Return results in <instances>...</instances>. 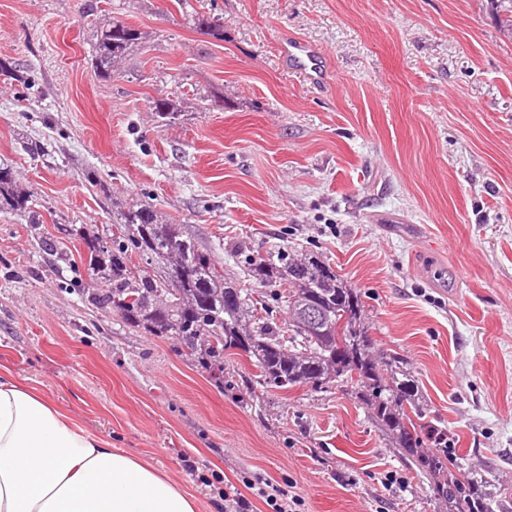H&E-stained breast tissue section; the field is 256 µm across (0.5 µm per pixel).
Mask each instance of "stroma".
<instances>
[{
	"label": "stroma",
	"mask_w": 512,
	"mask_h": 512,
	"mask_svg": "<svg viewBox=\"0 0 512 512\" xmlns=\"http://www.w3.org/2000/svg\"><path fill=\"white\" fill-rule=\"evenodd\" d=\"M112 16L144 39L108 79L91 54ZM290 35L320 49L323 81L282 60ZM0 57L20 74L0 75V163L34 200L0 211L1 370L197 512L258 477L301 512H449L356 385L270 391L242 357L205 370L90 304L67 226L104 237L150 205L245 288L247 254L328 263L363 297L374 357H400L447 427L451 470L512 512V37L490 0H0Z\"/></svg>",
	"instance_id": "1"
}]
</instances>
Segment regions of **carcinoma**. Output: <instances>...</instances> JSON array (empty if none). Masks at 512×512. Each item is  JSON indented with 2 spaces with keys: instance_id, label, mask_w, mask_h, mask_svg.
I'll return each mask as SVG.
<instances>
[{
  "instance_id": "1",
  "label": "carcinoma",
  "mask_w": 512,
  "mask_h": 512,
  "mask_svg": "<svg viewBox=\"0 0 512 512\" xmlns=\"http://www.w3.org/2000/svg\"><path fill=\"white\" fill-rule=\"evenodd\" d=\"M213 37H224L217 20L194 14L185 18ZM143 33L112 17L96 26L92 64L105 78L117 74L121 59L140 46ZM162 119L176 118L173 100L153 101ZM32 195L17 184L12 168L0 166V211L32 212ZM123 233L108 240L83 241L86 272L105 284L93 297L97 309H114L130 325L153 336H171L206 369L224 371V355L244 357L256 368L265 389L288 392L332 381H354L375 419L412 455L421 443L430 452L417 456L418 468L435 478L436 495L458 512H495L496 492L479 489L478 476H448L452 448L448 431L435 425L414 399V382L399 371V361L370 356L372 337L364 323L361 295L319 257L299 263L282 247L265 257L244 259L255 283L271 289L275 302L290 314L276 329L269 319L251 321L249 289L224 276L212 253L198 245L183 225L158 219L149 205L122 212ZM318 316L319 331L303 327L308 310Z\"/></svg>"
}]
</instances>
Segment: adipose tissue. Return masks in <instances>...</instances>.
<instances>
[{
  "label": "adipose tissue",
  "mask_w": 512,
  "mask_h": 512,
  "mask_svg": "<svg viewBox=\"0 0 512 512\" xmlns=\"http://www.w3.org/2000/svg\"><path fill=\"white\" fill-rule=\"evenodd\" d=\"M190 492L0 373V512H195Z\"/></svg>",
  "instance_id": "ef3b65f1"
}]
</instances>
